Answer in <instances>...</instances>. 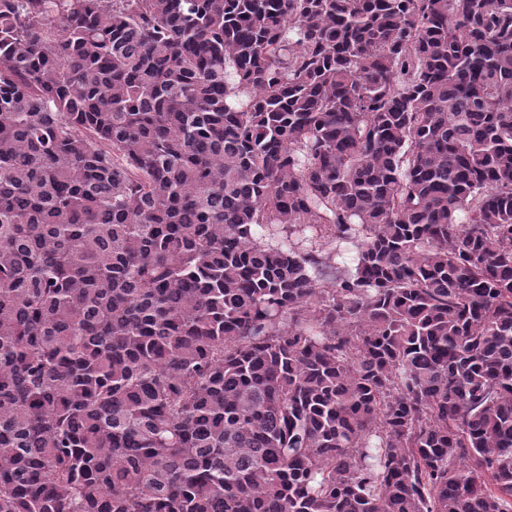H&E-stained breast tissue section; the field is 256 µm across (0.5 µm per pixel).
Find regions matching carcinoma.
Segmentation results:
<instances>
[{
  "instance_id": "obj_1",
  "label": "carcinoma",
  "mask_w": 512,
  "mask_h": 512,
  "mask_svg": "<svg viewBox=\"0 0 512 512\" xmlns=\"http://www.w3.org/2000/svg\"><path fill=\"white\" fill-rule=\"evenodd\" d=\"M0 512H512V0H0Z\"/></svg>"
}]
</instances>
